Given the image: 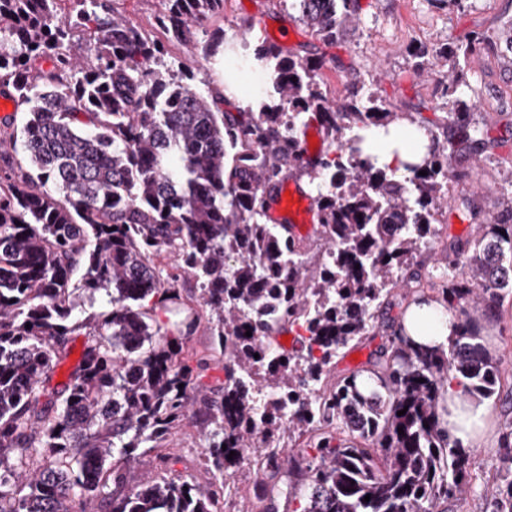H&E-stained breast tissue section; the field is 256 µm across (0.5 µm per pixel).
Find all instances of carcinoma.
Wrapping results in <instances>:
<instances>
[{
  "instance_id": "obj_1",
  "label": "carcinoma",
  "mask_w": 512,
  "mask_h": 512,
  "mask_svg": "<svg viewBox=\"0 0 512 512\" xmlns=\"http://www.w3.org/2000/svg\"><path fill=\"white\" fill-rule=\"evenodd\" d=\"M60 2L0 0V96L27 106L19 128L16 115L0 118V512H224L239 472L229 454L253 438L265 444L247 462L263 488L258 512L297 497L302 512H443L463 499L473 453L441 430L438 409L450 377L470 396L497 393L501 363L470 327L468 305L512 295V194L437 268L441 303L458 312L448 344L419 345L399 328L369 367L332 382L336 358L380 334L376 314L395 289L431 301L412 287L421 277L411 267L439 232L451 155L435 147L404 175L375 166L361 132L398 113L373 96L330 105L319 64L277 45L255 48L270 80L255 107L221 108L225 97L164 57L224 0H165L160 37L100 16V0H80L91 10L74 18ZM355 3L293 0L298 20L327 38L351 25ZM81 27L92 58L75 39ZM447 62L423 51L414 65L444 77ZM445 91L448 127L481 145L454 81ZM309 113L337 144L313 160L300 135ZM291 169L313 188L315 261L292 225L269 223L265 190ZM181 271L209 312L224 359L219 390L196 383L207 359H178L199 317L172 330L152 317L181 305ZM273 292L280 317L251 326L250 311ZM99 296L105 310L86 312ZM286 333L288 349L278 342ZM80 335V358L55 380ZM190 404L203 425L205 484L176 469L181 457L168 448ZM301 438L299 460L284 467L281 450ZM146 456L154 474L137 482L131 470ZM499 460L487 500L491 512H512V421Z\"/></svg>"
}]
</instances>
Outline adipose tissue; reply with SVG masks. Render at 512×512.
<instances>
[{
	"mask_svg": "<svg viewBox=\"0 0 512 512\" xmlns=\"http://www.w3.org/2000/svg\"><path fill=\"white\" fill-rule=\"evenodd\" d=\"M368 139L369 151L378 166L399 170L405 164L420 162L431 145L425 131L406 120L392 125L387 131L370 130ZM423 314L426 322L418 327L413 326L410 320H403L406 334L423 345L445 343L452 333L447 309L433 302L424 307ZM439 414L442 428L463 447H479L491 436L486 405L464 394L456 384H449Z\"/></svg>",
	"mask_w": 512,
	"mask_h": 512,
	"instance_id": "1",
	"label": "adipose tissue"
}]
</instances>
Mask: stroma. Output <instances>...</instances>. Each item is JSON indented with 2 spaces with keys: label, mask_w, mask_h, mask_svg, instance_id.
Returning a JSON list of instances; mask_svg holds the SVG:
<instances>
[{
  "label": "stroma",
  "mask_w": 512,
  "mask_h": 512,
  "mask_svg": "<svg viewBox=\"0 0 512 512\" xmlns=\"http://www.w3.org/2000/svg\"><path fill=\"white\" fill-rule=\"evenodd\" d=\"M354 27L327 41L302 24L292 0H224V7L204 23L212 34L247 38L249 47L282 46L284 51L321 62V88L342 101L351 95L379 98L386 109L432 130L452 155L455 175L448 195L473 199L482 215L498 211L499 170L512 161V0H358ZM490 37L489 48L468 49L476 36ZM448 49L456 62V95L473 122L485 131L480 149L462 145L444 125L447 96L438 78L413 67L416 50ZM478 224L449 216L439 237L417 257L415 271L438 266L451 242L473 239ZM482 343L502 361L504 379L497 399L487 402L494 429L512 419V301L471 310ZM170 445L182 456L198 483L209 481L202 457L201 428L186 415ZM497 437L478 448L472 492L450 501L448 512H487L486 490L499 477Z\"/></svg>",
  "instance_id": "stroma-1"
}]
</instances>
